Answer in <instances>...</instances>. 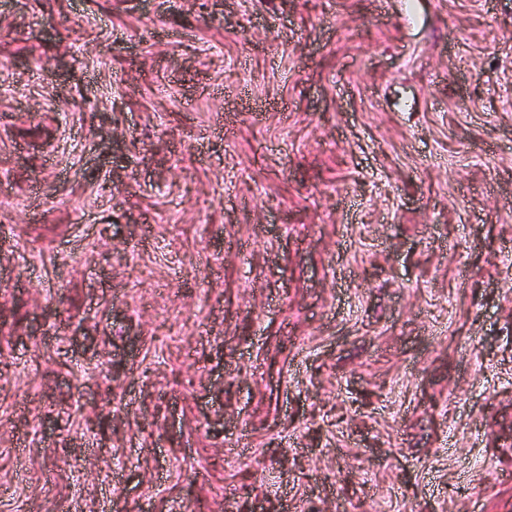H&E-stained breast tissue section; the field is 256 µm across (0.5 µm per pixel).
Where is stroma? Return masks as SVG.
Here are the masks:
<instances>
[{"label":"stroma","mask_w":512,"mask_h":512,"mask_svg":"<svg viewBox=\"0 0 512 512\" xmlns=\"http://www.w3.org/2000/svg\"><path fill=\"white\" fill-rule=\"evenodd\" d=\"M512 512V0H0V512Z\"/></svg>","instance_id":"obj_1"}]
</instances>
